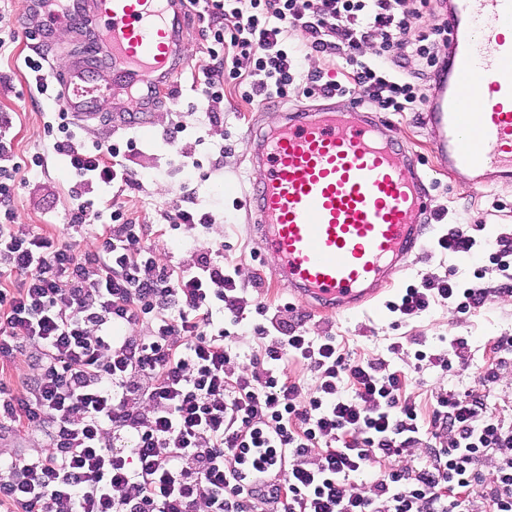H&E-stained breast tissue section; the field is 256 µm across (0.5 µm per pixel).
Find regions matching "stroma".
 <instances>
[{"label":"stroma","mask_w":512,"mask_h":512,"mask_svg":"<svg viewBox=\"0 0 512 512\" xmlns=\"http://www.w3.org/2000/svg\"><path fill=\"white\" fill-rule=\"evenodd\" d=\"M42 19V13L30 12L28 0H0V36L6 40L0 48V114L12 120L8 135L18 156L39 152L46 158L42 172L30 176L16 190L18 223L52 224L62 235L66 232L65 211L72 204L73 190L86 193L101 207L110 205L118 195L139 223L156 226L154 246L161 261L186 265L192 261L193 250L175 246L168 224L173 198L181 188L192 189L198 209L210 213L215 220L210 237L223 243L224 263L236 269L238 287L266 306L279 308L282 319L292 321L297 315H304L308 335L317 336L328 330L344 352L361 359L389 361L392 368L405 374L406 394L415 403L422 426H429L431 421L432 390L478 388L480 373L497 358V339L512 336V288L488 255L462 262L441 249L437 240L460 222L481 225L482 237L489 240L512 230V180L464 188L462 176L439 169L432 134L422 125L418 113H380V120L394 128L400 143L417 158L432 210L443 213L444 218L428 225L422 251L412 258L406 274L395 278L381 294L376 308L337 315L316 310L295 302L273 279L271 259L259 254L247 229L242 191L256 186L261 179L260 170L249 163L247 135L283 123L285 114L291 112L359 106V93L323 98L298 88L288 98H275L266 106L257 107L241 99L237 89L227 84L226 73L217 71L213 79L223 82L224 100L216 106L217 118L209 119L199 106L198 93L191 88L193 77L211 65L201 24L192 18L183 43L189 65L175 76L181 85L179 99L172 101L165 94H157L144 115V124L129 123L118 128L114 122L126 113L130 99L123 91L104 95L97 102V118L76 130L78 139L87 144L135 138L139 150L127 155L124 163L128 169L140 172L139 187L122 192L98 183L79 185L66 159L53 151L50 139L44 135V124L52 119L59 104L55 97L37 91L24 65L25 57L36 56L40 51L28 30L40 27ZM178 125L184 131L177 146L166 145V134ZM182 150L194 155L199 169L182 170L178 156ZM228 184L237 185V192H225ZM450 275L465 286L489 289L484 306L461 313L455 302L439 299L429 311L415 318L403 319L391 311V303L408 285L425 277L437 282ZM454 338L467 340L466 362L454 363L447 372L429 364L416 368V349L443 353ZM396 342L403 343L404 349L394 354L390 347Z\"/></svg>","instance_id":"obj_1"}]
</instances>
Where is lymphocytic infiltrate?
I'll use <instances>...</instances> for the list:
<instances>
[{"label": "lymphocytic infiltrate", "mask_w": 512, "mask_h": 512, "mask_svg": "<svg viewBox=\"0 0 512 512\" xmlns=\"http://www.w3.org/2000/svg\"><path fill=\"white\" fill-rule=\"evenodd\" d=\"M406 2L187 0L215 67L235 80L239 60L253 63L248 103L288 97L302 79L324 96L361 88L385 112L415 109L407 57L427 76L444 69L447 23L423 26L431 0ZM292 31L306 42L287 46ZM372 39L379 45L363 57ZM308 50L344 59L349 84L302 74ZM71 125L62 111L44 131L77 177L135 186L120 161L135 140L88 146ZM44 163L40 153L15 161L0 139V441L40 445L0 463V512H470L476 500L512 512V424L488 406L512 336L498 338L480 389L432 392L423 428L401 371L345 356L335 336L307 335L303 321L254 325L260 350H239L233 329L247 308H268L237 288L223 247L168 267L152 225L118 202H76L69 225L81 241L18 223L16 177ZM487 294L423 281L391 309L412 317L456 297L467 312ZM19 355L27 372L12 367ZM293 363L315 373L313 388L289 377ZM412 448L422 455L411 465Z\"/></svg>", "instance_id": "f902f5d3"}]
</instances>
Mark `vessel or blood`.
I'll use <instances>...</instances> for the list:
<instances>
[{
  "instance_id": "vessel-or-blood-1",
  "label": "vessel or blood",
  "mask_w": 512,
  "mask_h": 512,
  "mask_svg": "<svg viewBox=\"0 0 512 512\" xmlns=\"http://www.w3.org/2000/svg\"><path fill=\"white\" fill-rule=\"evenodd\" d=\"M60 23L93 29L103 59L51 67L58 103L82 119L113 83L134 88L131 113L185 65L183 0H66ZM448 82L422 119L441 168L468 186L512 177V0H451ZM483 86L481 100L471 90ZM263 168L248 197L272 274L298 301L336 311L370 306L407 260L433 213L411 155L370 114H290L253 136Z\"/></svg>"
}]
</instances>
